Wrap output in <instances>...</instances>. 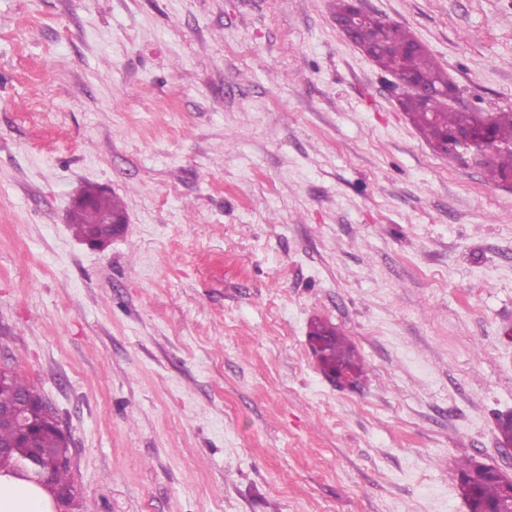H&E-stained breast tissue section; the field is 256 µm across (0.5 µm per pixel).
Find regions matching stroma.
Segmentation results:
<instances>
[{"mask_svg":"<svg viewBox=\"0 0 512 512\" xmlns=\"http://www.w3.org/2000/svg\"><path fill=\"white\" fill-rule=\"evenodd\" d=\"M364 6L512 111V0ZM333 7L0 0V369L71 440L53 512H469L461 461L512 478V189L430 148ZM90 186L127 217L102 248ZM94 196V201L91 205H75L71 220L72 226L75 228L76 234L84 239L88 237L93 230L95 224L98 223L99 216L102 212H108L117 217L124 215V206L122 202L115 196L105 195L102 193H87ZM112 224H125L124 219H112L111 215H105L99 225V232L102 237L112 228ZM309 342L321 369L332 380H357L362 365L353 344L333 324L316 320L309 327Z\"/></svg>","mask_w":512,"mask_h":512,"instance_id":"1","label":"stroma"}]
</instances>
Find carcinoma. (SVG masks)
I'll return each instance as SVG.
<instances>
[{"mask_svg":"<svg viewBox=\"0 0 512 512\" xmlns=\"http://www.w3.org/2000/svg\"><path fill=\"white\" fill-rule=\"evenodd\" d=\"M354 39L366 46L376 64L389 74L411 71L430 86L448 84V73L426 48L421 47L410 56L401 52L416 39L397 24L377 17L366 18ZM402 107L433 149L450 161L458 159L450 148L457 135L472 131L486 132L484 144L490 146L493 153L490 161L484 165L487 179L503 188L512 189V112H466L440 104L429 108L413 95L406 96ZM103 212L120 217L124 215V206L117 197L102 193L94 194V201L88 206H75L71 220L76 234L82 239L88 237ZM309 342L321 369L330 379L356 380L361 375V360L355 347L333 324L320 320L311 322ZM40 400L42 396L38 391L17 373L11 374L10 384L0 389V405L16 406L21 417L25 416L32 403ZM66 445L68 442L51 430L42 433L39 441V447L48 449L50 454L63 452ZM27 454V449L17 448L10 454L0 455V473L15 471ZM460 490L468 500L470 512H482L497 505L505 494L503 480L495 467L471 461L465 462L460 468Z\"/></svg>","mask_w":512,"mask_h":512,"instance_id":"carcinoma-1","label":"carcinoma"}]
</instances>
